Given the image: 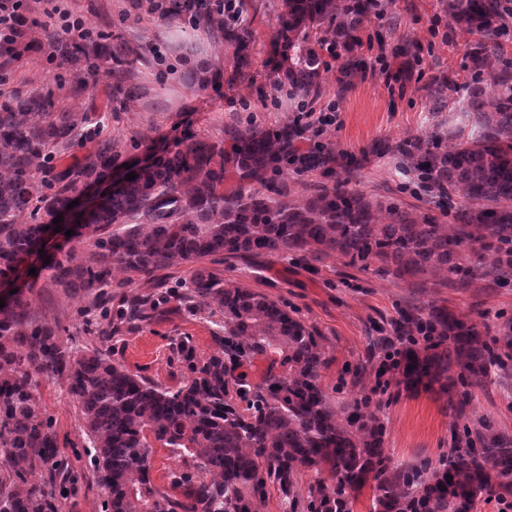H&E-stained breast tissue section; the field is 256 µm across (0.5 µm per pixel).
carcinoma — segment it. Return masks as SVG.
I'll return each mask as SVG.
<instances>
[{
    "instance_id": "1",
    "label": "carcinoma",
    "mask_w": 512,
    "mask_h": 512,
    "mask_svg": "<svg viewBox=\"0 0 512 512\" xmlns=\"http://www.w3.org/2000/svg\"><path fill=\"white\" fill-rule=\"evenodd\" d=\"M273 34V86L308 96L318 86L327 39L348 46L370 14L386 0H284ZM459 28L483 39L477 65L491 87L476 84L459 102L448 135L460 138L442 151L416 144L413 168L461 199L451 223L430 214L387 206L389 223L377 222L382 203L343 185L305 203L264 193L267 171L286 162L314 170L329 160L324 149L298 152L295 129L236 126L213 141L187 135L163 155L112 182L103 202L78 222L65 261L44 268L52 286L107 303L112 266L150 276L207 256L270 251L336 252L348 264L419 278L438 277L468 288L479 276L468 265L475 243L495 255L497 274L512 273V69L495 46L504 0H444ZM234 46L244 77L255 34L247 24L211 21ZM124 41L107 43L105 59L128 62ZM73 67H96L97 53L63 54ZM86 118L57 110L48 94L16 95L0 102V284L16 292L0 308V512H61L56 478L65 470L53 419L37 394L38 379H60L77 404L88 437L90 467L105 491L103 512H267L269 489L280 512H353L358 494L371 489L367 512H473L477 503L512 497V435L489 420L464 425L468 447L437 462L398 465L383 446L385 428L367 411L369 397L339 401L321 383L323 353L312 330L266 296L198 269L191 293L222 333L218 350L197 356L189 337L175 344L186 371L166 388L112 363L94 345L74 347L60 325L38 316L16 285L19 264L54 231L79 188L98 183L114 165L112 139L85 131ZM81 137L95 147L63 170L56 152ZM88 245L84 256L77 246ZM148 301L126 303L124 321L145 317ZM398 352L407 386L437 388L445 405L463 416L471 389L481 386L498 341L458 315L431 306L405 317ZM258 357L269 362L252 382L240 368ZM166 448L185 465L172 483L182 498L151 479V452ZM308 472L306 496L300 480ZM328 473L330 480L321 478ZM47 478L39 486L29 477Z\"/></svg>"
}]
</instances>
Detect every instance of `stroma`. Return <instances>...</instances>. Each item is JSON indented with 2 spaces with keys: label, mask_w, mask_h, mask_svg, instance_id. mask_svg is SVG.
<instances>
[{
  "label": "stroma",
  "mask_w": 512,
  "mask_h": 512,
  "mask_svg": "<svg viewBox=\"0 0 512 512\" xmlns=\"http://www.w3.org/2000/svg\"><path fill=\"white\" fill-rule=\"evenodd\" d=\"M247 3L245 19L256 40L248 75L235 84L200 89L185 80L187 72L200 67L227 71L234 63L233 48L211 26L194 29L181 18L172 21L148 14L127 19L123 13L129 0H66L89 26L111 33L113 39L137 49L159 47L169 70L150 59L133 63L121 82L103 67L76 74L61 59H47L46 46L62 34L46 24L28 33L35 48L13 62L0 94H52L60 109L84 114L88 128L111 138L125 162L158 154L190 131L219 140L230 125L279 128L292 122L298 105L296 98L275 96L263 67L282 0ZM358 36L351 52L357 63L355 75L344 77L339 60L326 59L315 94V108L333 104L338 109L336 126L316 141L335 150L339 167L326 173L280 164L271 192L303 202L319 189L344 181L349 189L383 203L428 210L439 223H448V205L438 204L435 194L409 169L405 153L412 142L435 132L442 137V149L453 146L448 122L458 100L468 86L489 81L471 59L480 38L449 25L440 0H394L385 15L365 20ZM199 266L265 295L312 327L325 361L322 385L343 400L374 390L370 410L382 419L384 446L398 464L446 457L453 447L451 431L457 418L434 391L407 390L378 377L384 352L377 341L393 336V320L403 311L431 303L494 331L512 320V280L495 288L485 279L467 288H450L436 280L424 284L416 277H395L372 267L361 270L333 253L205 257L149 279H133L116 269L108 287L112 301L104 311L92 307L90 298L69 297L52 287L34 289L29 299L38 314L66 327L77 344L93 341L129 372L174 388L183 376L173 352L175 340L190 337L202 358L217 349L207 312H192L181 300ZM142 296L157 300L149 319L135 329H120L124 301ZM111 323L119 330L105 335ZM359 366L364 369L360 376L355 373ZM38 390L55 419L62 458L78 477L61 490L62 512H101L103 492L87 466L89 441L75 403L63 382L43 381ZM468 416H488L512 430V354L492 360L483 386L473 391Z\"/></svg>",
  "instance_id": "35a3bbf8"
}]
</instances>
